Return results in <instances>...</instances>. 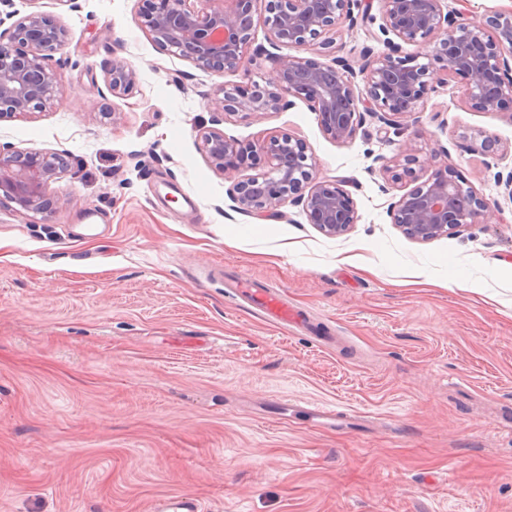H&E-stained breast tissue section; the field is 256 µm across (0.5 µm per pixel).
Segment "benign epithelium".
Listing matches in <instances>:
<instances>
[{
  "instance_id": "7a95c632",
  "label": "benign epithelium",
  "mask_w": 512,
  "mask_h": 512,
  "mask_svg": "<svg viewBox=\"0 0 512 512\" xmlns=\"http://www.w3.org/2000/svg\"><path fill=\"white\" fill-rule=\"evenodd\" d=\"M138 25L167 51L214 73L246 65L255 27L268 28L269 44L280 46L336 45L341 27H354L370 15L362 0H203L196 9L191 0H146ZM444 0H380L385 51L367 49L354 70L350 60L330 63L310 58H276L277 78L223 87L224 117L278 112L305 102L318 116L320 128L336 143L351 140L371 118L398 129L415 119L435 92L434 68L459 80L466 100L477 111H493L512 103V10L473 18L461 11H443ZM70 32L50 15L33 12L0 29V119L35 112L60 94L53 53L61 50ZM416 52L402 54V45ZM426 58L428 63L418 59ZM360 74L363 85L354 81ZM106 89L115 97L132 93L136 72L114 59L107 71ZM200 138L211 164L223 174H236L255 164L263 154L270 171L233 185L234 209L261 217H280L286 203L303 205L310 223L328 236H341L356 224L348 192L340 184L319 177L318 164L307 142L289 134L272 135L246 148L224 133L209 129ZM418 162L412 146L402 145L393 164L383 165L394 182L411 175ZM68 170L62 153L40 154L0 145V195L22 210L51 212L67 204L51 191V183ZM309 191H304V188ZM492 205L448 174L437 169L426 180L402 194L392 206V223L410 239L425 243L477 223Z\"/></svg>"
}]
</instances>
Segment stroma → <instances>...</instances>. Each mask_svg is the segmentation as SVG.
<instances>
[{
  "mask_svg": "<svg viewBox=\"0 0 512 512\" xmlns=\"http://www.w3.org/2000/svg\"><path fill=\"white\" fill-rule=\"evenodd\" d=\"M13 0L71 33L63 90L0 120V144L67 153L66 204L0 200V512H147L193 495L204 512H512V108L478 112L453 77L401 130L366 122L343 144L306 103L225 119L223 86L273 80L268 29L246 67L217 75L161 49L144 0ZM378 26L336 49L282 56L359 61ZM132 93L99 95L112 59ZM242 144L306 140L357 214L329 237L288 204L233 211L234 181L201 131ZM495 142L492 153L479 147ZM414 143L422 177L449 167L498 202L426 243L390 209L410 179L381 170ZM279 288L305 329L236 300L237 278ZM349 420L335 427L333 418Z\"/></svg>",
  "mask_w": 512,
  "mask_h": 512,
  "instance_id": "1",
  "label": "stroma"
}]
</instances>
